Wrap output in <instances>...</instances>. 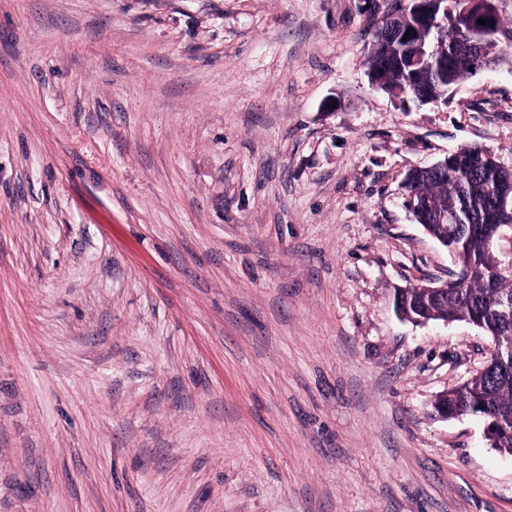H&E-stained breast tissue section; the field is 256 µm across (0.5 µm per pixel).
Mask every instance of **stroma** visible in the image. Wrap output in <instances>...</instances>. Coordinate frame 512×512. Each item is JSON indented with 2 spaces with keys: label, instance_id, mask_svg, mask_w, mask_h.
<instances>
[{
  "label": "stroma",
  "instance_id": "stroma-1",
  "mask_svg": "<svg viewBox=\"0 0 512 512\" xmlns=\"http://www.w3.org/2000/svg\"><path fill=\"white\" fill-rule=\"evenodd\" d=\"M398 0H0V512H512L432 404L473 324L406 174L512 170V69L372 88Z\"/></svg>",
  "mask_w": 512,
  "mask_h": 512
}]
</instances>
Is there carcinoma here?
Segmentation results:
<instances>
[{
	"instance_id": "1",
	"label": "carcinoma",
	"mask_w": 512,
	"mask_h": 512,
	"mask_svg": "<svg viewBox=\"0 0 512 512\" xmlns=\"http://www.w3.org/2000/svg\"><path fill=\"white\" fill-rule=\"evenodd\" d=\"M408 51L410 43L390 39L388 25L383 22L374 34L369 66L385 64L390 86L412 82L417 95L423 97L439 96L475 74L470 61L460 54L446 75L431 69L413 74L406 67ZM499 185H512V173L498 165L470 168L457 160L440 174L415 178L407 188L415 208L425 214L448 210L477 218L493 209V195ZM495 238L491 224L458 238V262L471 267L472 275L448 289V297L443 299L424 288L405 289L412 314L427 320L436 319L438 314L458 321L470 320L479 324L494 348L511 344L512 317L497 310L502 301L512 297V278L495 276L487 270ZM448 410L458 416L484 419L493 434L492 446L512 455V355L493 357L489 369L469 383L449 390Z\"/></svg>"
}]
</instances>
